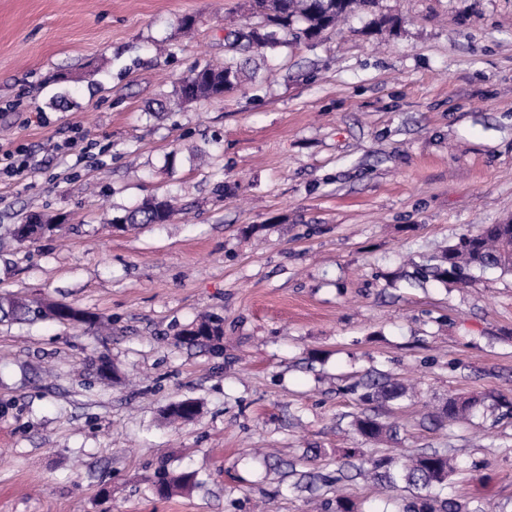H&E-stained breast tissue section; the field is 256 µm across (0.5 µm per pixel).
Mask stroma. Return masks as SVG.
Returning a JSON list of instances; mask_svg holds the SVG:
<instances>
[{
	"label": "stroma",
	"instance_id": "35a3bbf8",
	"mask_svg": "<svg viewBox=\"0 0 512 512\" xmlns=\"http://www.w3.org/2000/svg\"><path fill=\"white\" fill-rule=\"evenodd\" d=\"M377 13L393 25L349 16L268 57L269 77L167 112L179 77L223 65L245 0H0V149L32 162L0 178V224L65 217L0 243V295L112 320L107 336L0 324V512H312L339 494L403 512L410 493L368 477L294 489L355 447L453 454L445 497L512 512V416L488 409L512 391V273L409 281L512 223V0ZM166 194L167 223L113 229L116 208ZM204 312L219 350L177 345ZM372 370L414 395L379 407L394 432L363 446L349 386ZM456 394L481 404L439 426ZM187 397L198 416L167 420ZM161 467L199 484L159 498Z\"/></svg>",
	"mask_w": 512,
	"mask_h": 512
}]
</instances>
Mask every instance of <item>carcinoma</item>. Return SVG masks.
<instances>
[{
    "mask_svg": "<svg viewBox=\"0 0 512 512\" xmlns=\"http://www.w3.org/2000/svg\"><path fill=\"white\" fill-rule=\"evenodd\" d=\"M376 0H252V11L259 18L255 24L242 28L245 41L242 54L275 53L287 41L294 43L315 40L324 31L336 24V20L357 11H369ZM245 66L237 56L224 60L222 66L209 64L192 68L179 79L175 87L176 104L184 105L202 99H218L241 85ZM174 212L172 200L157 198L123 214L129 225L162 224ZM493 267L504 272L512 271V224H492L476 235H464L458 243L443 250L437 263L419 272V276L435 280H452L465 283L466 273L471 269ZM72 313V322L90 328L101 325L100 318L75 309L66 303H41L25 301L12 296H0V321L3 319L55 320L65 319V311ZM223 336L222 320L208 316L195 325L182 330L178 344L194 345L213 342ZM361 391L360 399L365 403H391L408 398L407 389L393 381L390 376L368 375L355 384L351 391ZM475 406V401L463 396H450L437 412V422L445 426L463 418ZM170 416L189 421L198 413L197 402L184 399L174 403L168 410ZM359 441L373 443L391 433L392 426L378 417L363 412L352 421ZM455 466L448 454L439 450L414 453L399 462L390 457L371 459L367 465L356 469L358 476H371L385 486L395 488L402 484L416 491L406 512H459L453 503L440 499V492ZM196 473L183 472L171 477L158 471L156 493L161 498L169 497L177 490H186L195 484Z\"/></svg>",
    "mask_w": 512,
    "mask_h": 512,
    "instance_id": "cac0c4a2",
    "label": "carcinoma"
}]
</instances>
